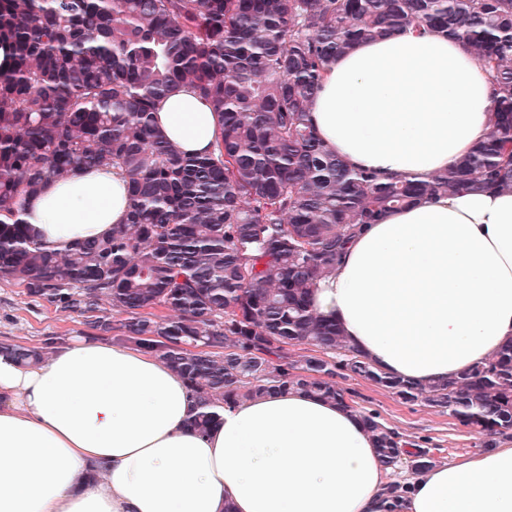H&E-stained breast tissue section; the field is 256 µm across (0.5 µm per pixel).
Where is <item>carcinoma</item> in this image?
<instances>
[{"label":"carcinoma","instance_id":"1","mask_svg":"<svg viewBox=\"0 0 512 512\" xmlns=\"http://www.w3.org/2000/svg\"><path fill=\"white\" fill-rule=\"evenodd\" d=\"M411 28L458 39L491 76L489 138L428 181L349 167L309 104L326 66ZM184 86L216 112L219 141L187 156L155 103ZM128 180L127 223L57 252L21 219L26 198L82 168ZM512 190V0H0V280L80 315L179 370L200 433L242 399L300 389L352 406L341 371L424 398L464 426L512 430V343L427 386L379 372L312 308L345 245L433 195ZM114 311L121 319L114 320ZM318 355L288 360V347ZM22 364L45 351L0 342ZM387 466L402 448L360 412Z\"/></svg>","mask_w":512,"mask_h":512}]
</instances>
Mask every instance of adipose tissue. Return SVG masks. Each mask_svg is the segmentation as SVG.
Returning a JSON list of instances; mask_svg holds the SVG:
<instances>
[{"instance_id": "obj_1", "label": "adipose tissue", "mask_w": 512, "mask_h": 512, "mask_svg": "<svg viewBox=\"0 0 512 512\" xmlns=\"http://www.w3.org/2000/svg\"><path fill=\"white\" fill-rule=\"evenodd\" d=\"M493 108L489 75L462 43L397 32L330 63L311 118L352 167L426 179L487 137ZM155 112L182 152L212 151L217 121L193 89ZM128 217L127 182L109 169L50 182L22 215L58 251ZM311 300L390 377L428 384L488 361L512 341V191L387 213ZM197 401L152 353L93 336L31 366L0 354V512H387L391 471L353 409L282 390L240 401L202 434ZM408 482L401 512H512V443Z\"/></svg>"}]
</instances>
